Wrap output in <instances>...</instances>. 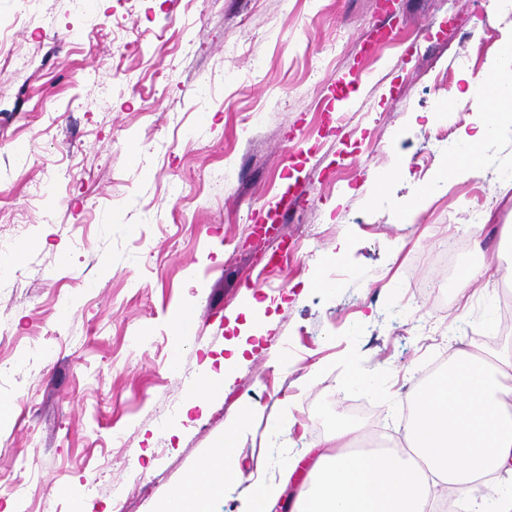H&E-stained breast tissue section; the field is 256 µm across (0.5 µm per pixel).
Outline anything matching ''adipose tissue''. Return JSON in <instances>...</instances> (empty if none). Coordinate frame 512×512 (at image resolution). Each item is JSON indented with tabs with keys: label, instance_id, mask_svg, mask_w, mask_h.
Segmentation results:
<instances>
[{
	"label": "adipose tissue",
	"instance_id": "ef3b65f1",
	"mask_svg": "<svg viewBox=\"0 0 512 512\" xmlns=\"http://www.w3.org/2000/svg\"><path fill=\"white\" fill-rule=\"evenodd\" d=\"M406 447L354 452L361 424L337 423L324 450L294 457L282 478L306 468L292 512H512V358L472 344L418 386ZM238 432L225 430L184 485L154 512H212L227 481H244Z\"/></svg>",
	"mask_w": 512,
	"mask_h": 512
}]
</instances>
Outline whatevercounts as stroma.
I'll use <instances>...</instances> for the list:
<instances>
[{
    "label": "stroma",
    "instance_id": "35a3bbf8",
    "mask_svg": "<svg viewBox=\"0 0 512 512\" xmlns=\"http://www.w3.org/2000/svg\"><path fill=\"white\" fill-rule=\"evenodd\" d=\"M0 0V512H153L226 428L279 481L353 421L401 439L434 352L512 356L497 287L418 295L476 203L512 225V126L447 179L512 0ZM418 32L416 43L402 40ZM449 91L435 95L440 77ZM368 84L337 131V78ZM448 146L433 153L439 128ZM296 175L307 194L253 234ZM431 199L416 221L402 207ZM325 273L333 288L310 282ZM222 393L191 407L250 327ZM370 387L351 385L355 372ZM261 413L239 423L241 408ZM272 418H290L283 436Z\"/></svg>",
    "mask_w": 512,
    "mask_h": 512
}]
</instances>
